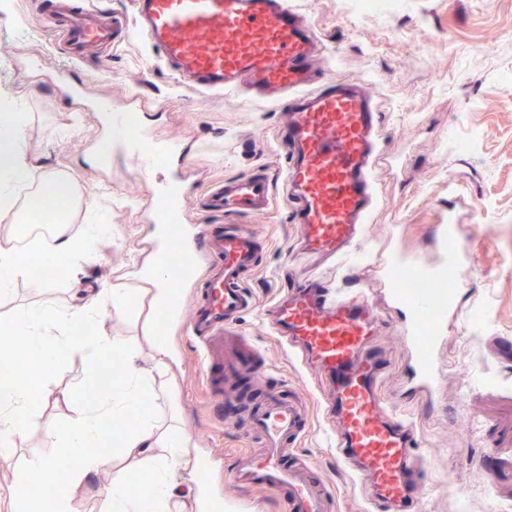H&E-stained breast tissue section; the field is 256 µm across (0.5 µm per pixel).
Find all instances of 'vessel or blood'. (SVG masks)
Listing matches in <instances>:
<instances>
[{
	"mask_svg": "<svg viewBox=\"0 0 512 512\" xmlns=\"http://www.w3.org/2000/svg\"><path fill=\"white\" fill-rule=\"evenodd\" d=\"M73 50L114 45L135 33L156 50L177 81L216 94L245 92L287 114L278 129L286 163L281 172L292 202L290 218L305 257L343 262L365 235L378 202L374 178L381 156V114L361 81L319 74L318 41L290 0H133L135 22L100 21L91 0H54ZM125 152L146 170L148 220L158 230L156 265L169 293L164 323L182 321L201 351V370L214 396L224 394V372L259 371L250 343L234 364L224 360V339L238 335L239 320L255 300L245 288L253 274L258 238L240 226L223 232L188 220L189 164H174L180 142L148 133L130 138ZM269 175L253 170L224 179L206 195L209 213L227 217L267 211ZM455 221L436 225L430 258L390 249L379 268L382 292L399 311L409 351L403 394L433 400L446 368L441 359L448 324L458 314L471 274L469 253ZM201 284L203 297L184 316L178 288ZM266 323L305 365L319 368L329 398L336 460L367 492L370 512H413L412 488L427 474L417 433L383 402L379 385L389 366L369 349L378 319L367 288L330 287L323 276L305 275L271 303ZM304 398L268 393L249 424L262 441L238 457L229 478L244 489L286 490L284 512H332L329 483H314L307 463L293 451L305 431Z\"/></svg>",
	"mask_w": 512,
	"mask_h": 512,
	"instance_id": "obj_1",
	"label": "vessel or blood"
}]
</instances>
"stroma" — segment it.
Wrapping results in <instances>:
<instances>
[{"label": "stroma", "instance_id": "35a3bbf8", "mask_svg": "<svg viewBox=\"0 0 512 512\" xmlns=\"http://www.w3.org/2000/svg\"><path fill=\"white\" fill-rule=\"evenodd\" d=\"M47 3L0 0V99L26 113L24 143L35 158L20 195L28 197L46 176H63L79 196L66 221L68 234L80 235L91 224V206L106 215L112 233L74 265L52 259L50 241L40 240L34 264L54 260L60 276L18 281L0 296V317L32 307H78L103 285L130 293L128 306L106 307L90 331L121 338L147 368L153 363L152 340L176 354L175 373L152 375L148 404L161 422H181L189 437L190 455L177 470L186 512H199V459L210 458L221 474L233 469L239 452L250 446L248 410L260 405L267 390L304 394L313 422L298 452L335 487L334 512H363V494L326 442L327 389L319 372L288 356L263 319L274 296L306 269L294 249L290 204L274 193L268 211L244 220L262 241L259 270L247 284L257 307L244 315L241 328L260 350L266 370L262 386H251L244 403L220 402L196 370L192 339L164 328L143 296L147 282L139 271L154 253V231L143 210L146 189L139 169L117 151L111 161H95V146L108 129L98 100L117 105L133 92L160 106L136 113L134 126L190 141V161L206 170L208 181L259 166L275 176L285 160L277 141L283 110L236 93L216 97L179 84L139 38L69 66ZM294 3L319 38L329 75L362 80L377 97L385 113L384 152L401 159L400 167L386 165L376 173L380 204L358 258L324 270V277L344 288L366 287L378 278L388 246L430 249L434 226L448 217L449 200L472 203L460 210L459 223L475 272L468 299L448 329L439 399L429 404L395 396L394 373L407 361L397 311H383L372 338L393 369L381 392L416 426L418 451L428 462L427 479L413 491L416 510L512 512V358L499 348L501 339H512V0ZM63 65L76 91L70 98L52 80ZM394 224L399 232L393 236ZM477 313L483 319L476 325ZM81 367L72 358L54 369L30 433L17 443L18 467L60 458L49 434L68 424L89 397L75 386Z\"/></svg>", "mask_w": 512, "mask_h": 512}]
</instances>
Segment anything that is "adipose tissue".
Returning <instances> with one entry per match:
<instances>
[{"mask_svg": "<svg viewBox=\"0 0 512 512\" xmlns=\"http://www.w3.org/2000/svg\"><path fill=\"white\" fill-rule=\"evenodd\" d=\"M26 116L21 112L0 111V221L16 222L19 192L27 186L34 168L23 139ZM123 306L127 297L109 289H99L85 304L45 312L28 309L9 317L10 331L25 336V357L35 371L27 386L15 383L19 368L14 356L0 354V469L11 468L17 440L30 429L37 398L47 389V367L57 354L76 352L84 365L77 378L81 389L96 388L94 399L79 416L55 432L54 440L70 460L65 488L43 498L33 492L45 471L56 463L48 459L15 473L12 483L0 492V503L8 512H71L70 493L90 476L99 475L108 461L102 449L109 438L111 422L126 425L116 446L129 459L147 467L140 493H131L125 469L113 470L104 498L108 512H177L182 487L176 479V465L185 460L188 437L177 424L160 426L147 406V388L152 370L171 372L172 360L161 341H154V366H142L134 351L125 350L115 338L90 336L75 340L72 332L98 319L105 304ZM125 352L121 377L104 378L103 366L114 353Z\"/></svg>", "mask_w": 512, "mask_h": 512, "instance_id": "1", "label": "adipose tissue"}]
</instances>
